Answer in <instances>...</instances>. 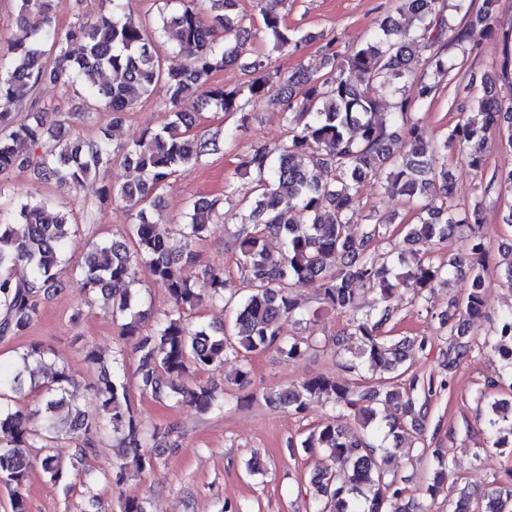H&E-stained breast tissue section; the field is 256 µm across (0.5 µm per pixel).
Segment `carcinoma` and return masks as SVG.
Returning a JSON list of instances; mask_svg holds the SVG:
<instances>
[{
    "instance_id": "obj_1",
    "label": "carcinoma",
    "mask_w": 512,
    "mask_h": 512,
    "mask_svg": "<svg viewBox=\"0 0 512 512\" xmlns=\"http://www.w3.org/2000/svg\"><path fill=\"white\" fill-rule=\"evenodd\" d=\"M179 8L160 15L158 33L185 57L177 69L163 67L154 42L142 24L126 13V0H112V10L93 21L77 19L66 29L53 17L64 0H20L17 25L25 37L0 53V180L15 169L34 167L55 179L58 187L79 190L90 175L119 159L141 175L135 183L104 185L98 191L104 206L120 199L131 212L130 229L110 238L91 241L84 260L71 264L66 256L70 224L64 214L50 217L46 199H20L9 210L0 208V336H22L33 324L39 300L62 290L66 278L82 280L88 295L112 300V317H129L122 335L136 337L132 355L139 390L156 400L190 404L203 413L224 409V396L200 384L196 375L221 366L232 356L242 361L269 348L286 360L314 348L309 339L292 336L286 327L309 321L293 288L307 281L318 289L323 303L352 314L346 336L336 340L338 367L358 378L362 371L379 369L380 387L343 385L333 379L311 378L297 386L264 396L267 403L303 413L313 402L349 409L369 427L364 438H352L324 422L310 431L301 447L322 456L310 484L314 512H428L422 503L405 496L395 476L384 467L386 442L409 436L408 426L427 414V403L416 393H433L434 379L404 378L410 339L384 331L395 311L386 302L401 288L421 294L445 282L457 271L456 263H435L431 249L460 234L470 260V291L460 303L468 321L485 308L488 244L484 196L462 209L454 198L448 163H432L431 154L457 147L469 148L466 158L483 170L485 144L503 128L512 130V99L496 96L498 80L512 74V52L506 51L500 72L480 77L483 95L474 99L478 119L457 122L441 139H428L416 111L455 80L456 64L448 59V33L460 54L467 56L476 37L492 32L499 0H455V12L466 18L458 29L447 14L446 0H398L396 15L387 17L364 43L345 56L336 51V39L322 46L327 72L297 69L284 76L269 58L258 56L245 68L246 80L227 88L211 82L214 72L235 62L237 43L257 28L283 53L296 52L310 34L288 28L279 10L285 0H256L257 12L238 9L239 0H177ZM210 11V22L201 14ZM430 48L420 57V44ZM80 45L74 53L71 46ZM416 85L417 96L399 95V83ZM42 83L79 89L87 106L101 105L121 119L157 87L165 89L167 121L159 129L147 128L131 144H115L108 135L95 141L75 136L63 120L46 126L43 109L31 105L24 122L16 110ZM393 99L392 125L375 120L382 99ZM255 101L278 109L288 129L287 139L273 147H256L240 167L252 176L250 196L242 199L245 214L234 232L239 276L222 271H193L188 247L210 237L213 217L222 198L210 196L192 203L180 223L167 236H159V191L183 169L201 164L218 151L219 136L195 133L200 112L209 107L226 114L242 112ZM381 180L385 192L417 204L416 223L402 224L404 253L378 250L377 241H392L395 231L375 222L355 238L347 233L356 210L359 184ZM512 191V167L493 172L484 192ZM297 212L307 214L296 223ZM275 235L282 248L276 254L266 246ZM145 266L169 295L171 307L149 328L133 312L136 270ZM360 284L377 293L384 306L376 313L357 315ZM205 304L230 310L229 326L216 334L192 312ZM445 367L453 370L469 356L471 345L459 324L448 326ZM512 307L500 313L493 337L485 345L498 352L502 372L487 387L512 390ZM51 352L39 344L0 370V487L10 493V512H27L23 489L37 467L63 488L66 512H83L74 494L101 501L99 480L91 460L98 456L104 437L121 435L125 455L139 473L151 470L162 448L181 446V431L148 428L131 404L123 362L107 366L93 348L85 360L104 370L95 397L99 410H87L70 398L75 378L64 364H46ZM44 372L38 408L19 404L15 395L25 379ZM485 433L493 445L512 438V422L505 407L493 402L484 418ZM68 442L74 448L70 467L62 465L56 448ZM34 449L30 457L20 452ZM438 470L426 489L430 499L443 489L449 460L435 454ZM128 466L103 470L105 482L119 486ZM448 512H512V472L509 481L480 495L461 493L448 501Z\"/></svg>"
}]
</instances>
